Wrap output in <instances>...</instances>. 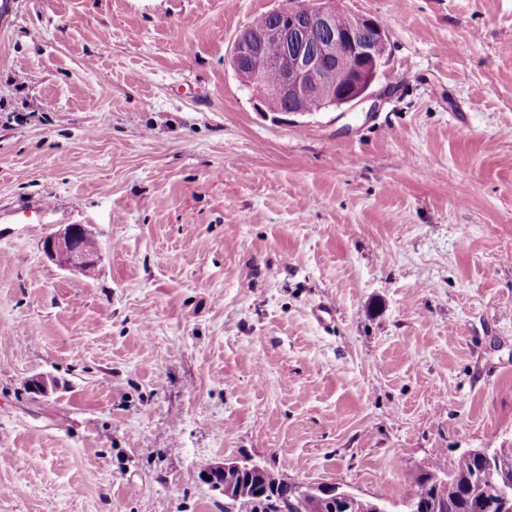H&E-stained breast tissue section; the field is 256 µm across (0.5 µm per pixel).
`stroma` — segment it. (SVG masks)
I'll list each match as a JSON object with an SVG mask.
<instances>
[{
    "mask_svg": "<svg viewBox=\"0 0 512 512\" xmlns=\"http://www.w3.org/2000/svg\"><path fill=\"white\" fill-rule=\"evenodd\" d=\"M18 2L0 512H224L227 460L400 512L408 474L512 448V0H343L394 92L295 119L228 63L281 0ZM60 224L97 231L91 274L45 255Z\"/></svg>",
    "mask_w": 512,
    "mask_h": 512,
    "instance_id": "stroma-1",
    "label": "stroma"
}]
</instances>
